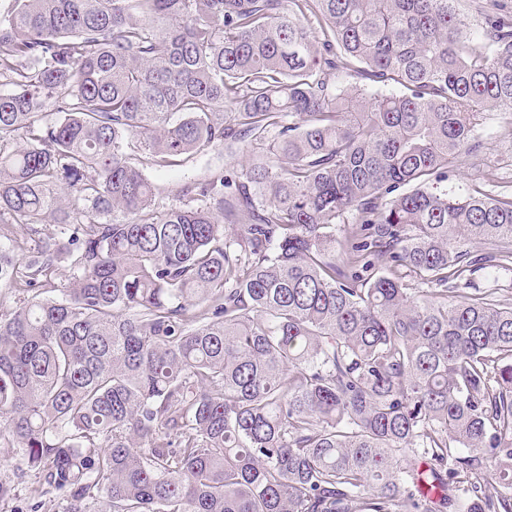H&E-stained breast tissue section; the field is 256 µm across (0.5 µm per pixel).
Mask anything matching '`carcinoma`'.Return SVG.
Returning a JSON list of instances; mask_svg holds the SVG:
<instances>
[{"label":"carcinoma","instance_id":"obj_1","mask_svg":"<svg viewBox=\"0 0 512 512\" xmlns=\"http://www.w3.org/2000/svg\"><path fill=\"white\" fill-rule=\"evenodd\" d=\"M455 2L0 0V442L64 512H512V189L443 186L512 19ZM242 150V149H241ZM241 150H237L232 156L224 154V149L211 148L198 154L183 166L173 171L150 172L151 180L160 190L169 191L178 182L182 170H190L198 175L209 173L210 170L224 169L225 171L239 170L241 161Z\"/></svg>","mask_w":512,"mask_h":512}]
</instances>
